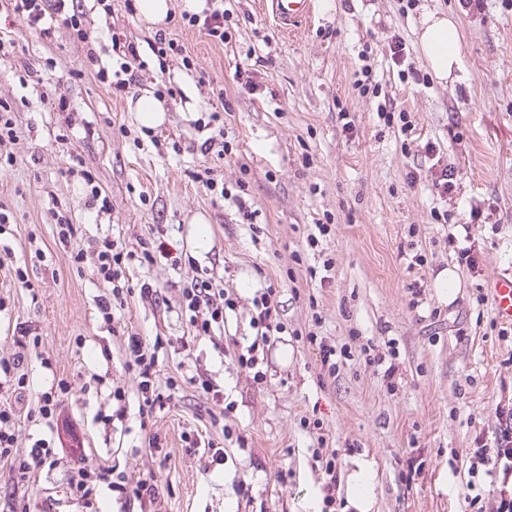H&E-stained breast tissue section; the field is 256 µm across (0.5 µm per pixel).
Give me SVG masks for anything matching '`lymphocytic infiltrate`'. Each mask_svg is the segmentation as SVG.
Listing matches in <instances>:
<instances>
[{"label": "lymphocytic infiltrate", "instance_id": "1", "mask_svg": "<svg viewBox=\"0 0 512 512\" xmlns=\"http://www.w3.org/2000/svg\"><path fill=\"white\" fill-rule=\"evenodd\" d=\"M86 0H0V13L15 21L34 28L39 37L52 39L57 28H66L77 41H86L84 18ZM110 52L116 59L115 70L100 67V56L94 48H87L86 57L96 65L95 77L106 84L109 92L116 97L126 95L131 81L129 74L141 59L137 42L123 32L110 30ZM93 256V270L99 280L112 287V297L101 305L103 313L124 305L127 288V270L131 261L142 258L151 261L150 250L134 253L123 250L115 240L105 238L97 242L92 253L83 249L72 250L70 259L74 265H82L86 256ZM184 307L189 311L190 331L194 338L212 335L215 326L223 324L224 313L232 309L233 299L223 290L211 288L207 281L195 282L182 292ZM254 312L250 324L254 331L251 343L236 342L234 356L239 364L256 368L259 362L255 354L257 345L269 343L272 336L283 330L280 322V308L273 291L267 290L253 300ZM128 366L139 380L142 404L139 408L142 420H150L156 410L164 408L169 398L158 390L157 358L145 339L139 334L128 333ZM497 425L491 438L476 437L475 446L469 452V479L466 483L464 501L466 512H512V407L496 410ZM19 416L13 406L0 405V464L6 465L13 479L30 481L38 470L52 461L53 451L49 448H34L29 453H19L15 446V426ZM501 474V486L493 505H486L482 495L476 494V477ZM113 468L101 465L88 469L83 462L71 467L67 484L70 493L80 501L86 512H100L98 496L101 488H114Z\"/></svg>", "mask_w": 512, "mask_h": 512}]
</instances>
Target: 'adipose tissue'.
<instances>
[{
    "label": "adipose tissue",
    "instance_id": "obj_1",
    "mask_svg": "<svg viewBox=\"0 0 512 512\" xmlns=\"http://www.w3.org/2000/svg\"><path fill=\"white\" fill-rule=\"evenodd\" d=\"M459 27L443 14L427 15L421 26V52L437 79L445 80L460 66Z\"/></svg>",
    "mask_w": 512,
    "mask_h": 512
}]
</instances>
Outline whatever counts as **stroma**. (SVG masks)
<instances>
[{
    "mask_svg": "<svg viewBox=\"0 0 512 512\" xmlns=\"http://www.w3.org/2000/svg\"><path fill=\"white\" fill-rule=\"evenodd\" d=\"M182 4L172 0L165 33L190 52L188 70L177 56L159 64L154 30L123 0H112L111 17L89 12L84 44L63 28L48 44L0 18L15 38L0 59V99L18 128L13 161L0 166V207L10 216L0 232V354L22 352L26 373L21 384L0 375V402L15 401L22 414L17 448L57 451L28 482L0 470V512H40L49 496L58 512H84L66 484L77 458L113 466L130 488L157 483L151 502L102 489L104 512H322V446L336 452V512H354L345 500L359 461L374 477L371 512H462L468 451L476 435L491 434L497 405L512 403V336L499 338L491 301L477 299L512 272V0L478 9L463 0H316L313 21L291 37L257 0H224L221 43L189 26ZM435 11L462 35L460 68L445 82L429 76L416 37ZM111 27L140 44L130 97L176 90L158 128L135 124L127 99L98 80L67 78ZM396 36L427 82L401 78L390 58ZM56 87L70 102L65 122L41 97ZM222 103L224 124L211 125ZM385 104L404 118L384 122ZM217 133L224 154L201 152ZM74 156L109 210L89 208L80 175L67 173ZM437 158L458 171L448 201L433 187ZM203 170L214 191L195 180ZM59 208L79 227L74 244L57 235ZM436 209L447 223L433 219ZM457 224L472 227L477 271L448 244ZM105 236L133 251L161 245L152 263L131 262L133 292L110 321L99 309L110 289L70 262L73 246ZM417 254L423 262L411 266ZM449 268L458 283L444 300L436 280ZM198 280L224 289L234 307L223 328L195 341L182 290ZM145 282L156 296L140 297ZM265 288L276 291L283 331L265 347L258 379L227 345L252 335L253 300ZM19 326L29 338L22 348ZM127 327L164 338L159 378L174 383L170 404L145 427L122 349ZM323 343L336 351L335 374L322 367ZM45 395L58 420L41 418ZM215 447L223 460H213ZM412 457L422 467L407 485L399 473Z\"/></svg>",
    "mask_w": 512,
    "mask_h": 512,
    "instance_id": "1",
    "label": "stroma"
}]
</instances>
